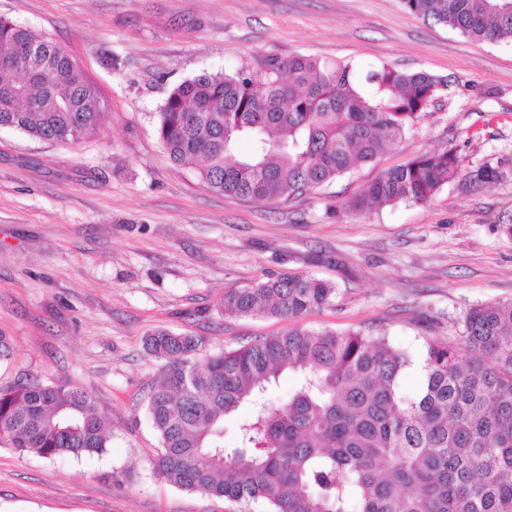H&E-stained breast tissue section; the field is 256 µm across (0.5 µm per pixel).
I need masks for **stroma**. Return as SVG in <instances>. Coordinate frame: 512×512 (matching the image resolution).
I'll return each mask as SVG.
<instances>
[{
	"label": "stroma",
	"instance_id": "1",
	"mask_svg": "<svg viewBox=\"0 0 512 512\" xmlns=\"http://www.w3.org/2000/svg\"><path fill=\"white\" fill-rule=\"evenodd\" d=\"M0 16L63 45L98 88L104 118L76 144L0 129V384L76 386L110 436L99 455L54 460L0 445V512H238L158 479L147 394L159 329L217 352L288 328L225 317V290L284 273L339 284L306 328L380 327L418 353L454 338L472 306L512 300V40L425 24L400 0H0ZM268 53L387 64L445 79L434 106L375 161L293 199L248 202L174 164L156 114L177 83ZM451 151L460 175L428 202L336 216L383 171ZM483 165L504 171L476 187ZM340 253L353 280L316 263Z\"/></svg>",
	"mask_w": 512,
	"mask_h": 512
}]
</instances>
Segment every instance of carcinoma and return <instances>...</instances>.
<instances>
[{
    "label": "carcinoma",
    "mask_w": 512,
    "mask_h": 512,
    "mask_svg": "<svg viewBox=\"0 0 512 512\" xmlns=\"http://www.w3.org/2000/svg\"><path fill=\"white\" fill-rule=\"evenodd\" d=\"M400 2L474 41L512 38V0ZM443 83L389 65L358 78L349 63L268 53L175 85L157 133L210 190L287 200L394 146ZM102 116L96 87L63 46L0 17V128L75 144ZM459 174L454 154L426 152L334 209L425 203ZM500 176L483 165L469 180ZM335 297L331 281L283 274L222 300L229 318L289 320L280 335L215 353L201 336L148 337L147 353L162 362L148 401L160 443L154 473L265 512H512V300L469 308L456 343L423 337V389L410 396L399 379L414 360L386 334L300 324ZM286 370L298 377L294 391L268 402L267 385ZM243 405L238 445L226 448L224 416ZM2 444L54 459L100 455L107 436L86 391L23 381L0 387Z\"/></svg>",
    "instance_id": "obj_1"
}]
</instances>
